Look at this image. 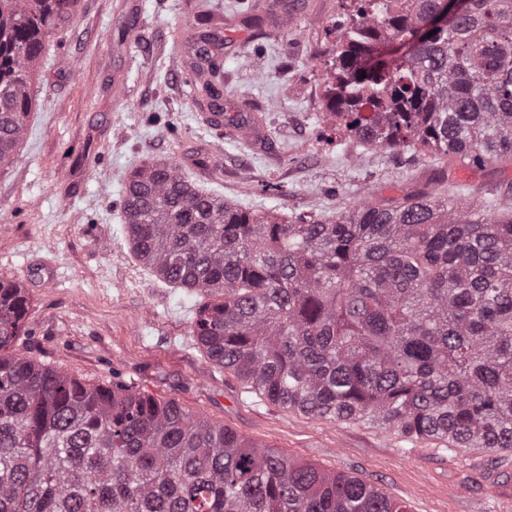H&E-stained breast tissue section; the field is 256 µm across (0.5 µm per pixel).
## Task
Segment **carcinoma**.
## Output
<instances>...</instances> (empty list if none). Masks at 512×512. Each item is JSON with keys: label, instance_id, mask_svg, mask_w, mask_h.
Wrapping results in <instances>:
<instances>
[{"label": "carcinoma", "instance_id": "obj_1", "mask_svg": "<svg viewBox=\"0 0 512 512\" xmlns=\"http://www.w3.org/2000/svg\"><path fill=\"white\" fill-rule=\"evenodd\" d=\"M78 0H0V167L32 105L31 66ZM358 0L333 49L330 116L362 146L448 164H512V0ZM420 35L396 57L395 43ZM196 60L218 45L192 34ZM195 98L222 111L217 73ZM415 189L331 216L250 211L146 160L123 212L130 252L206 288L194 336L255 394L405 440L512 450V210ZM28 298L0 279V512H408L194 418L172 401L91 386L18 349Z\"/></svg>", "mask_w": 512, "mask_h": 512}]
</instances>
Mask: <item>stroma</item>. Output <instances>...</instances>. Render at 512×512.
Returning <instances> with one entry per match:
<instances>
[{"mask_svg": "<svg viewBox=\"0 0 512 512\" xmlns=\"http://www.w3.org/2000/svg\"><path fill=\"white\" fill-rule=\"evenodd\" d=\"M79 0L34 67L18 160L0 169V278L25 288L32 360L91 385L175 401L282 455L377 486L409 512H512V451L442 449L394 431L279 408L209 358L194 335L212 293L156 278L126 244L132 169L176 163L241 208L333 214L367 196L431 188L438 155L363 149L329 124L325 73L352 0ZM202 8L223 46L228 113H256L265 147L201 118L185 25ZM468 196H512V166L461 168Z\"/></svg>", "mask_w": 512, "mask_h": 512, "instance_id": "stroma-1", "label": "stroma"}]
</instances>
